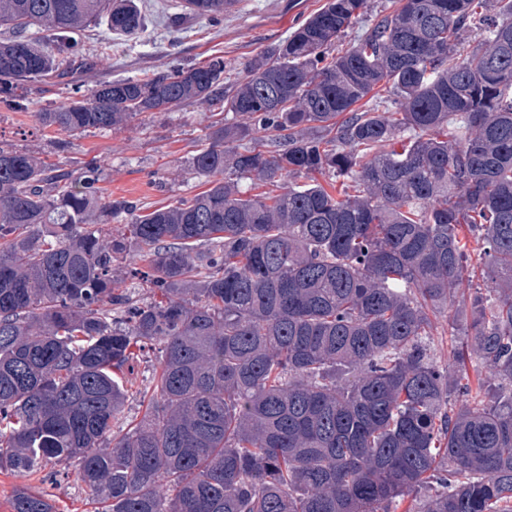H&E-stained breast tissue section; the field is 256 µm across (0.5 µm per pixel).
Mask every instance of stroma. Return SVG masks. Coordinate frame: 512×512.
<instances>
[{"label": "stroma", "instance_id": "stroma-1", "mask_svg": "<svg viewBox=\"0 0 512 512\" xmlns=\"http://www.w3.org/2000/svg\"><path fill=\"white\" fill-rule=\"evenodd\" d=\"M146 19L144 31H110L106 20L84 32L85 67L71 84L91 89L103 81L147 78L171 63L201 64L220 56L240 64L284 41L294 27L325 0H233L223 16L210 19L186 0H136ZM71 85L35 84L22 106L0 103V142L45 156L72 171L90 160L102 170L105 199L154 209L205 189L204 178L190 174L191 158L204 147L210 109L199 103L145 115L118 130H94L74 142L37 121L42 109L67 101Z\"/></svg>", "mask_w": 512, "mask_h": 512}]
</instances>
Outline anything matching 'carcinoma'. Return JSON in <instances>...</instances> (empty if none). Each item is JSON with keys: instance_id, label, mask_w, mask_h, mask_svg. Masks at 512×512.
<instances>
[{"instance_id": "carcinoma-1", "label": "carcinoma", "mask_w": 512, "mask_h": 512, "mask_svg": "<svg viewBox=\"0 0 512 512\" xmlns=\"http://www.w3.org/2000/svg\"><path fill=\"white\" fill-rule=\"evenodd\" d=\"M396 3L328 62L368 0H326L240 70L176 64L36 113L78 140L221 110L192 198L143 214L100 195L93 163L0 146V470L53 483L47 462H74L95 512H394L407 496L417 512H512V0ZM103 14L115 32L144 25L135 0H0V26L35 33L0 41V102L70 77ZM245 176L269 190L245 194ZM471 236L488 288L471 287ZM460 304L440 365L434 319L456 324ZM132 390L148 410L116 433ZM12 505L56 512L26 485Z\"/></svg>"}]
</instances>
